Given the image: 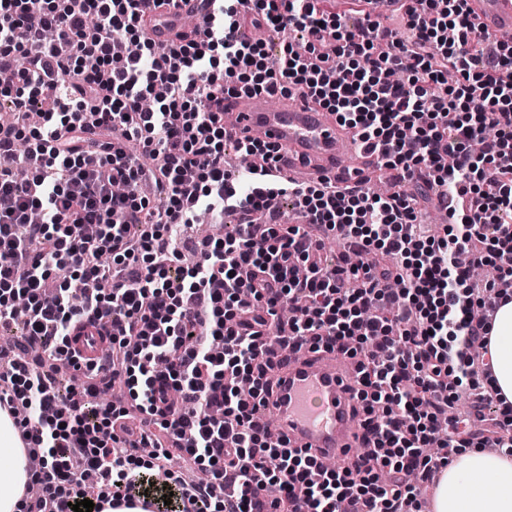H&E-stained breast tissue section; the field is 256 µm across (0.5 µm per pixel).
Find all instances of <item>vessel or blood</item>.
<instances>
[{"label":"vessel or blood","mask_w":512,"mask_h":512,"mask_svg":"<svg viewBox=\"0 0 512 512\" xmlns=\"http://www.w3.org/2000/svg\"><path fill=\"white\" fill-rule=\"evenodd\" d=\"M469 8L482 29L512 32V0H469ZM210 9L211 0L150 7L144 36L155 45H169L185 20L203 27ZM224 109L235 116L224 128L225 139L275 150L272 164L258 163L257 183L273 174L287 175L289 182L300 186L330 182L357 188L365 181V165L348 162L360 154V138L334 113L285 96L275 103L267 94L242 92L225 96ZM271 360L275 392L260 412L268 441L287 443L326 463L355 462L364 438L354 413L356 362L324 351L290 356L278 352Z\"/></svg>","instance_id":"b4317fda"}]
</instances>
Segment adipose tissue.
<instances>
[{
  "label": "adipose tissue",
  "instance_id": "1",
  "mask_svg": "<svg viewBox=\"0 0 512 512\" xmlns=\"http://www.w3.org/2000/svg\"><path fill=\"white\" fill-rule=\"evenodd\" d=\"M488 350L494 384L512 406V301L496 314ZM0 512H16L29 478L23 448L14 425L0 416ZM434 512H512V457L473 450L456 457L443 470L433 501Z\"/></svg>",
  "mask_w": 512,
  "mask_h": 512
}]
</instances>
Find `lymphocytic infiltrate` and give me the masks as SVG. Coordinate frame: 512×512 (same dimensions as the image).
<instances>
[{"mask_svg": "<svg viewBox=\"0 0 512 512\" xmlns=\"http://www.w3.org/2000/svg\"><path fill=\"white\" fill-rule=\"evenodd\" d=\"M324 2L221 0L201 38L161 52L141 32L146 0H0V105L39 115L0 124V323L21 326L26 350L0 345V408L40 461L20 512L99 507L161 473L172 498L157 512H262L267 497L275 512H425L463 449H512V432L466 417L437 427L463 387L512 424L472 352L512 300V47L486 51L467 0L404 7L410 41L347 28ZM258 27L299 29L307 53L287 42L269 57ZM239 87L336 113L445 205L443 234L401 190H227L224 95ZM281 196L304 223H254ZM228 210L237 231L178 265L180 227ZM329 236L380 260L325 264ZM461 253L495 267L482 291ZM81 320L109 351L63 392ZM267 345L359 358L357 462L266 441L253 415L274 392ZM116 380L126 399L99 404ZM176 452L211 482L185 487Z\"/></svg>", "mask_w": 512, "mask_h": 512, "instance_id": "1", "label": "lymphocytic infiltrate"}]
</instances>
